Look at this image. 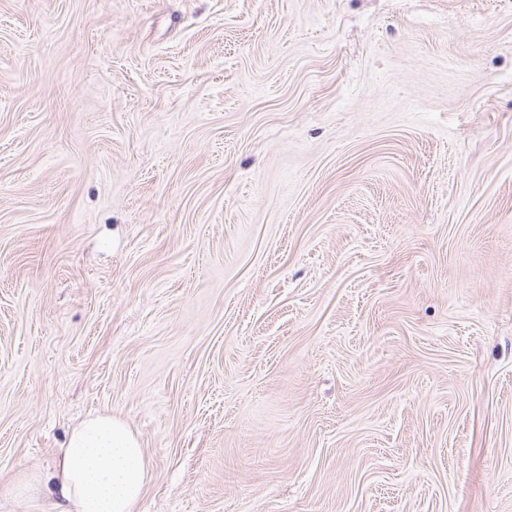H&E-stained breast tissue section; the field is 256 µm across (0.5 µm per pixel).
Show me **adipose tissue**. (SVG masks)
<instances>
[{"label": "adipose tissue", "instance_id": "adipose-tissue-1", "mask_svg": "<svg viewBox=\"0 0 512 512\" xmlns=\"http://www.w3.org/2000/svg\"><path fill=\"white\" fill-rule=\"evenodd\" d=\"M149 477L139 437L122 419L97 414L75 427L60 449L51 490L31 473L19 479L17 490L40 512H137Z\"/></svg>", "mask_w": 512, "mask_h": 512}]
</instances>
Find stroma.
Returning a JSON list of instances; mask_svg holds the SVG:
<instances>
[{
  "instance_id": "obj_1",
  "label": "stroma",
  "mask_w": 512,
  "mask_h": 512,
  "mask_svg": "<svg viewBox=\"0 0 512 512\" xmlns=\"http://www.w3.org/2000/svg\"><path fill=\"white\" fill-rule=\"evenodd\" d=\"M101 413L139 512H512V0H0V512Z\"/></svg>"
}]
</instances>
